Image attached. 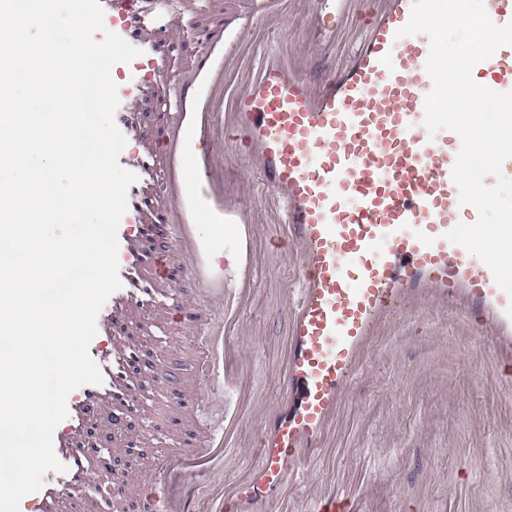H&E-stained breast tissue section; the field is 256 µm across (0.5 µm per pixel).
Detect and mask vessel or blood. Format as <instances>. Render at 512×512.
Returning a JSON list of instances; mask_svg holds the SVG:
<instances>
[{
    "label": "vessel or blood",
    "mask_w": 512,
    "mask_h": 512,
    "mask_svg": "<svg viewBox=\"0 0 512 512\" xmlns=\"http://www.w3.org/2000/svg\"><path fill=\"white\" fill-rule=\"evenodd\" d=\"M365 19L345 65L336 41L352 0H304L317 64L292 50L277 31L288 0H251L249 14H214L191 64L169 75L156 33L179 24L175 0H101L116 34L140 54L115 122L136 138L143 114L132 97L169 92L161 135L122 152L136 174L118 228L122 288L98 317L109 348H97L103 380L82 386L67 402L65 428L53 438L64 473L32 495L35 512H88L78 491L91 479L103 448L85 435L105 423L125 446L128 409L112 389L129 384L140 364L126 329L138 314L169 296L179 310L186 351L178 368L157 365L152 376L172 388L174 448L136 480L138 512H365L363 499L323 478L305 510L294 486L308 466L334 447L341 413L387 325L419 308L462 315L501 382L512 383L511 299L490 267L445 238L478 212L460 205L451 171L461 148L453 131L429 132L424 103L434 83L426 71L430 38L398 37L414 0H379ZM272 37L256 46L257 28ZM474 80L512 91V46L477 64ZM238 145L229 154V145ZM281 205L272 224L256 223V195ZM161 243L148 270L139 266L143 225ZM280 250L293 271L288 300L280 396L256 407L260 460L233 484L199 457L232 447L245 417L224 418L219 431L197 425L201 409L224 406L226 388L243 385L248 356L228 340L258 286L259 240ZM192 287L183 298L173 268ZM234 279L225 282V268Z\"/></svg>",
    "instance_id": "vessel-or-blood-1"
}]
</instances>
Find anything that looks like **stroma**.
<instances>
[{
	"label": "stroma",
	"mask_w": 512,
	"mask_h": 512,
	"mask_svg": "<svg viewBox=\"0 0 512 512\" xmlns=\"http://www.w3.org/2000/svg\"><path fill=\"white\" fill-rule=\"evenodd\" d=\"M229 0H186L182 31L169 40L172 67L197 49L196 30ZM262 274L239 341L253 347L249 392L230 389L226 409L245 400L271 402L282 365L285 262L280 252L260 245ZM147 393L135 400L128 423L143 440V457L123 471L138 475L146 461L168 447V422L161 407L164 384L141 371ZM335 462L312 464L319 476L329 468L364 484L370 512H441L455 494L478 512H512V386L482 368L463 317L440 320L430 312L396 321L375 350L369 370L356 382L344 417Z\"/></svg>",
	"instance_id": "1"
}]
</instances>
